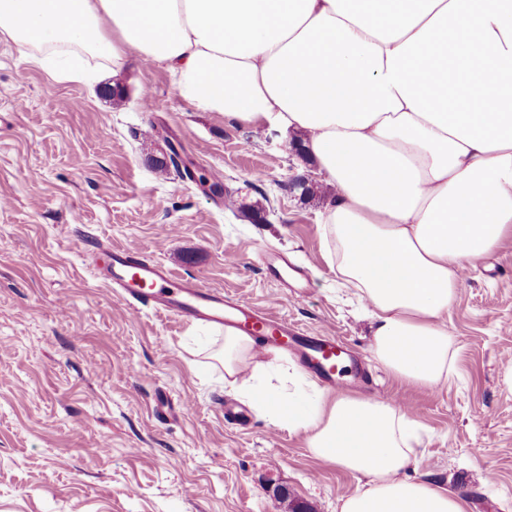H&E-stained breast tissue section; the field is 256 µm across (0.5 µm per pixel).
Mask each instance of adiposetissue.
Here are the masks:
<instances>
[{"mask_svg": "<svg viewBox=\"0 0 512 512\" xmlns=\"http://www.w3.org/2000/svg\"><path fill=\"white\" fill-rule=\"evenodd\" d=\"M54 79L130 54L227 121L301 133L333 191L329 257L368 304L371 353L396 379L448 380L446 316L467 263L512 236V0H0V40ZM229 333L224 383L320 461L365 476L340 512H467L406 477L418 427L379 398L271 384Z\"/></svg>", "mask_w": 512, "mask_h": 512, "instance_id": "obj_1", "label": "adipose tissue"}]
</instances>
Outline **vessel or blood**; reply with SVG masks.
Masks as SVG:
<instances>
[{"label": "vessel or blood", "mask_w": 512, "mask_h": 512, "mask_svg": "<svg viewBox=\"0 0 512 512\" xmlns=\"http://www.w3.org/2000/svg\"><path fill=\"white\" fill-rule=\"evenodd\" d=\"M107 264L95 275L133 310L149 308L182 321H200L255 339L259 350L279 348L294 353L303 367L325 386H343L355 358L330 334L309 336L289 327L286 319L230 297L222 290L203 287L196 279L178 278L163 263L142 256L138 249L113 248Z\"/></svg>", "instance_id": "obj_1"}]
</instances>
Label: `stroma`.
Wrapping results in <instances>:
<instances>
[{"mask_svg": "<svg viewBox=\"0 0 512 512\" xmlns=\"http://www.w3.org/2000/svg\"><path fill=\"white\" fill-rule=\"evenodd\" d=\"M95 73L55 81L0 41V512H339L366 486L225 387L211 357L222 330L129 314L78 238L135 247L344 339L368 377L346 394L381 390L420 428L408 476L465 495L469 512H512V237L466 267L447 383L406 384L371 355L369 320L323 240L332 189L292 135L202 111L157 64ZM173 151L180 168L157 171ZM265 251L307 268L309 287L270 277ZM228 408L243 424L225 421Z\"/></svg>", "mask_w": 512, "mask_h": 512, "instance_id": "1", "label": "stroma"}]
</instances>
